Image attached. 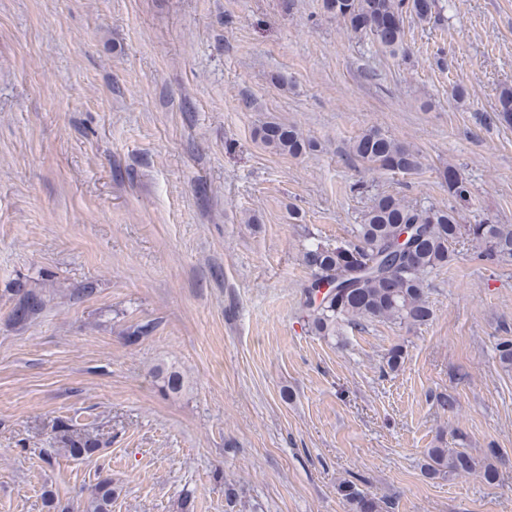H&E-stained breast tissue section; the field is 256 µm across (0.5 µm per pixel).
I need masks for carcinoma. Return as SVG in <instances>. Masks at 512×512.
<instances>
[{
	"instance_id": "cac0c4a2",
	"label": "carcinoma",
	"mask_w": 512,
	"mask_h": 512,
	"mask_svg": "<svg viewBox=\"0 0 512 512\" xmlns=\"http://www.w3.org/2000/svg\"><path fill=\"white\" fill-rule=\"evenodd\" d=\"M326 11L355 33H365L392 56L405 52L404 19L429 21L439 10V0H324ZM494 118L512 125V86L501 88ZM260 142L280 153L298 157L314 150V143L294 125L276 121L258 130ZM350 154L375 169L415 174L423 169L422 155L382 133L369 129L352 143ZM448 194L464 200L470 194L465 178L455 169L445 174ZM415 230L414 248L406 258L399 255L396 241L402 225ZM353 240L344 244L317 242L303 252V262L313 280L305 290L304 306L312 330L319 336L336 337L345 325L361 326L368 321L423 324L432 309L427 296V277L446 267L455 257L454 246L462 243L477 256L491 261L512 260V224L461 223L453 208L410 204L390 193L377 194L352 229ZM18 301L12 318L25 324L46 307L45 297L32 288L14 289ZM161 388L177 394L184 388L183 376L160 370ZM56 443L74 459L93 457L100 449L98 439L70 434L69 424L58 420ZM480 472L485 481L497 480L498 469L466 451L453 448L427 450L424 476H465ZM338 491L350 512H384L386 503L344 480ZM117 489L104 477L91 489L84 512H112Z\"/></svg>"
}]
</instances>
